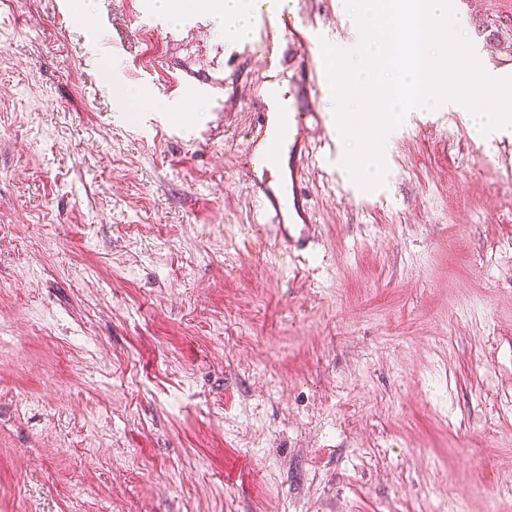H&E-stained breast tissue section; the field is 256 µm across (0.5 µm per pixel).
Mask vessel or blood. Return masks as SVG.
<instances>
[{
    "label": "vessel or blood",
    "mask_w": 512,
    "mask_h": 512,
    "mask_svg": "<svg viewBox=\"0 0 512 512\" xmlns=\"http://www.w3.org/2000/svg\"><path fill=\"white\" fill-rule=\"evenodd\" d=\"M258 19L254 44L265 68H282L281 46L285 43L293 47L298 66L285 93L289 109L283 127L274 126L267 101L259 103L256 119L247 130L246 173L251 179L257 223L273 225L279 242L302 249L314 239L317 229L302 187V171L313 160L309 132L323 116L301 107L300 102L320 92L315 61L322 53L326 33L306 20L292 0H261ZM155 66L171 76L174 94L189 90L216 106L224 105L223 77L197 70L173 53L160 57Z\"/></svg>",
    "instance_id": "b4317fda"
}]
</instances>
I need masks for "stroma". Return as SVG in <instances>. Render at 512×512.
I'll return each mask as SVG.
<instances>
[{
	"instance_id": "1",
	"label": "stroma",
	"mask_w": 512,
	"mask_h": 512,
	"mask_svg": "<svg viewBox=\"0 0 512 512\" xmlns=\"http://www.w3.org/2000/svg\"><path fill=\"white\" fill-rule=\"evenodd\" d=\"M150 3L0 0V512H512V135L412 111L369 189L328 131L290 255L239 166L259 52L186 34L232 102L168 112ZM451 6L512 75V0Z\"/></svg>"
}]
</instances>
